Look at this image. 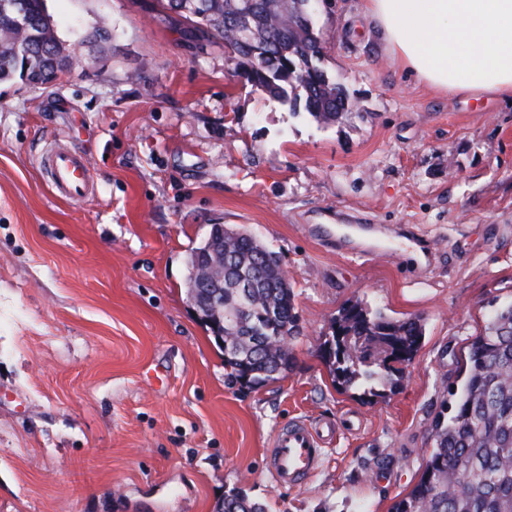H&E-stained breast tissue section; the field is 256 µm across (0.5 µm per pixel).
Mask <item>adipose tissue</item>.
<instances>
[{"instance_id":"adipose-tissue-1","label":"adipose tissue","mask_w":512,"mask_h":512,"mask_svg":"<svg viewBox=\"0 0 512 512\" xmlns=\"http://www.w3.org/2000/svg\"><path fill=\"white\" fill-rule=\"evenodd\" d=\"M389 53L451 92L512 98V0H365Z\"/></svg>"}]
</instances>
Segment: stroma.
<instances>
[{
	"instance_id": "1",
	"label": "stroma",
	"mask_w": 512,
	"mask_h": 512,
	"mask_svg": "<svg viewBox=\"0 0 512 512\" xmlns=\"http://www.w3.org/2000/svg\"><path fill=\"white\" fill-rule=\"evenodd\" d=\"M155 0H47L81 62L0 83V512H216L232 489L268 512H389L417 484L468 347L512 302V104L441 92L389 55L364 0L317 17L325 66L359 114L322 126L234 74L221 41L154 18ZM107 27L109 41L85 42ZM95 194L53 195L56 142ZM410 226L422 262L331 250L343 215ZM280 258L300 333L282 379L229 383L188 299L212 225ZM359 301L424 320L401 386L365 397L321 345ZM332 419L318 473L279 486L275 430Z\"/></svg>"
}]
</instances>
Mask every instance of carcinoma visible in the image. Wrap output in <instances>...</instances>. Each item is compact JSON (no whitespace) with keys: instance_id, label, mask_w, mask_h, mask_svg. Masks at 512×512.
Here are the masks:
<instances>
[{"instance_id":"obj_1","label":"carcinoma","mask_w":512,"mask_h":512,"mask_svg":"<svg viewBox=\"0 0 512 512\" xmlns=\"http://www.w3.org/2000/svg\"><path fill=\"white\" fill-rule=\"evenodd\" d=\"M176 12L186 31L220 39L235 71L273 99L320 125L352 116V103L336 102L324 85L325 67L310 54L325 51L315 24L326 0H157ZM58 39L45 0H0V82L41 83L62 72ZM251 282L241 303L232 284ZM224 367L242 385L280 379L290 363L283 341L299 334L294 294L276 252L258 251L244 235L224 239ZM422 319L395 320L359 302L339 309L323 351L335 382L371 394L403 380V365L416 356ZM432 428L433 446L417 485L390 512H512V302L501 306L484 334L470 344L465 377L449 390ZM224 512H266L265 505L235 491Z\"/></svg>"}]
</instances>
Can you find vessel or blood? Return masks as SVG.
Masks as SVG:
<instances>
[{
    "label": "vessel or blood",
    "instance_id": "b4317fda",
    "mask_svg": "<svg viewBox=\"0 0 512 512\" xmlns=\"http://www.w3.org/2000/svg\"><path fill=\"white\" fill-rule=\"evenodd\" d=\"M41 164L47 183L56 196L80 201L93 194L91 167L75 149L56 146L43 155ZM335 432L334 424L329 422L313 427L299 421L277 430L269 452L275 480L291 487L310 478L321 465V441Z\"/></svg>",
    "mask_w": 512,
    "mask_h": 512
}]
</instances>
